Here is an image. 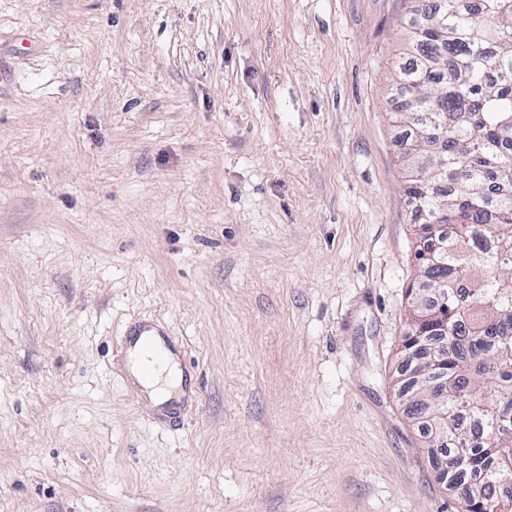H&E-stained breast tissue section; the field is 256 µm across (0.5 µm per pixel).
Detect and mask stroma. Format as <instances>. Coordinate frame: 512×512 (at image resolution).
I'll list each match as a JSON object with an SVG mask.
<instances>
[{"instance_id": "1", "label": "stroma", "mask_w": 512, "mask_h": 512, "mask_svg": "<svg viewBox=\"0 0 512 512\" xmlns=\"http://www.w3.org/2000/svg\"><path fill=\"white\" fill-rule=\"evenodd\" d=\"M408 0H0V512H458L395 386ZM156 324L187 394L117 357Z\"/></svg>"}]
</instances>
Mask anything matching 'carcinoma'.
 Returning <instances> with one entry per match:
<instances>
[{
	"label": "carcinoma",
	"instance_id": "1",
	"mask_svg": "<svg viewBox=\"0 0 512 512\" xmlns=\"http://www.w3.org/2000/svg\"><path fill=\"white\" fill-rule=\"evenodd\" d=\"M400 68L421 287L397 387L449 459L461 512H494L512 448V0H410Z\"/></svg>",
	"mask_w": 512,
	"mask_h": 512
}]
</instances>
